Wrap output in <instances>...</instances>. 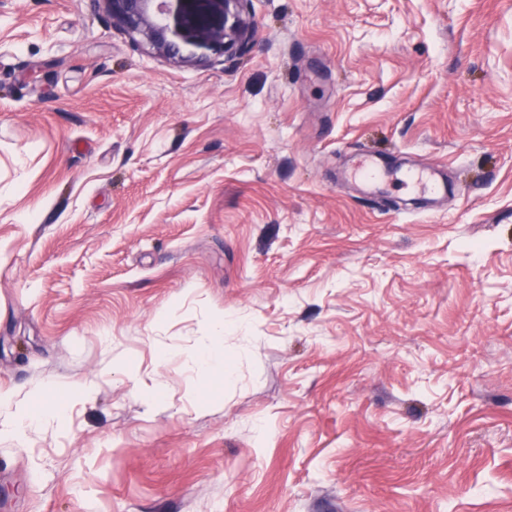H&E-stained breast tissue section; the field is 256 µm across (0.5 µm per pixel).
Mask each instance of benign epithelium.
<instances>
[{
  "instance_id": "1",
  "label": "benign epithelium",
  "mask_w": 512,
  "mask_h": 512,
  "mask_svg": "<svg viewBox=\"0 0 512 512\" xmlns=\"http://www.w3.org/2000/svg\"><path fill=\"white\" fill-rule=\"evenodd\" d=\"M112 16V22L155 54L169 61L180 60L179 46L170 39L165 19L177 3L181 27L187 31H201L207 41L217 44L228 55L243 54L253 39V30L246 16L248 0H221L224 21L215 24L202 5L204 0H97Z\"/></svg>"
}]
</instances>
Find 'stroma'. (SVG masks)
<instances>
[{"instance_id": "stroma-1", "label": "stroma", "mask_w": 512, "mask_h": 512, "mask_svg": "<svg viewBox=\"0 0 512 512\" xmlns=\"http://www.w3.org/2000/svg\"><path fill=\"white\" fill-rule=\"evenodd\" d=\"M247 12L241 57L169 17L173 63L0 0V393H68L0 512H512V0ZM353 173L356 179H362L367 183L376 184L386 181L390 172L380 157L365 155L358 159ZM409 183L421 191L427 198L440 196L448 193V181L440 179L434 170L409 169L406 171ZM219 337L221 336H203L202 342L193 353V359L203 370L219 367L228 376L232 373L233 361L218 346Z\"/></svg>"}]
</instances>
